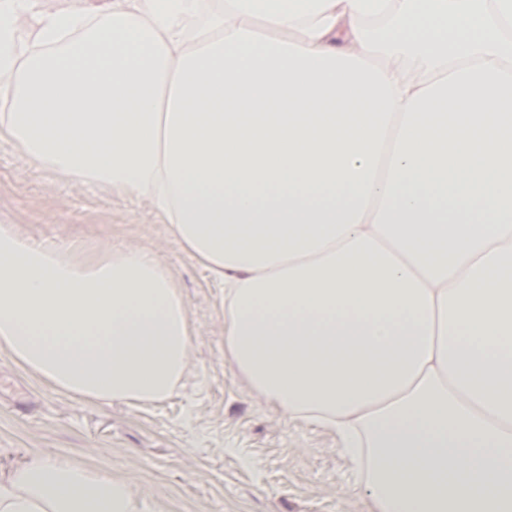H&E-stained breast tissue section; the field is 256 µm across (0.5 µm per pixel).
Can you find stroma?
Wrapping results in <instances>:
<instances>
[{
	"label": "stroma",
	"instance_id": "1",
	"mask_svg": "<svg viewBox=\"0 0 512 512\" xmlns=\"http://www.w3.org/2000/svg\"><path fill=\"white\" fill-rule=\"evenodd\" d=\"M38 243H133L177 279L196 332L176 390L86 403L0 356V469L45 451L130 479L150 512H368L335 432L289 418L224 357L223 290L148 203L18 163L0 139V224Z\"/></svg>",
	"mask_w": 512,
	"mask_h": 512
}]
</instances>
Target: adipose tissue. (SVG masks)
I'll return each instance as SVG.
<instances>
[{
  "label": "adipose tissue",
  "mask_w": 512,
  "mask_h": 512,
  "mask_svg": "<svg viewBox=\"0 0 512 512\" xmlns=\"http://www.w3.org/2000/svg\"><path fill=\"white\" fill-rule=\"evenodd\" d=\"M0 138L150 202L370 512H512V0H0ZM193 337L143 248L0 224V354L48 387L166 398ZM0 512L146 509L38 452Z\"/></svg>",
  "instance_id": "1"
}]
</instances>
